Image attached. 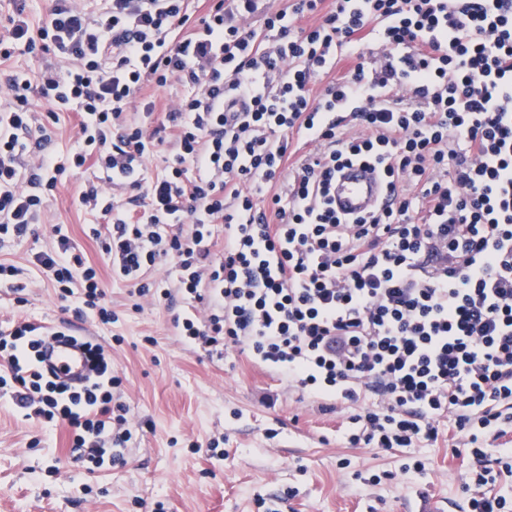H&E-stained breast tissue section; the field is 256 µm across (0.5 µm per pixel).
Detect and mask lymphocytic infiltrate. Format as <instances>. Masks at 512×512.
<instances>
[{"label": "lymphocytic infiltrate", "mask_w": 512, "mask_h": 512, "mask_svg": "<svg viewBox=\"0 0 512 512\" xmlns=\"http://www.w3.org/2000/svg\"><path fill=\"white\" fill-rule=\"evenodd\" d=\"M53 0L32 27L17 5L0 34L52 53L37 79L0 86V238L24 241L67 166L99 176L79 196L113 277L150 293L161 259L203 313L176 320L189 345L237 349L309 397L363 406L348 439L376 448L437 440L452 420L465 448L512 432V0ZM368 32L375 68L313 92ZM188 90L154 128L129 121L146 86ZM47 101L46 117L31 107ZM77 108L69 163L30 151ZM168 147L164 174L143 176ZM352 161L375 164L389 199L354 219L331 185ZM136 189L124 209L103 186ZM222 251H215L216 235ZM33 265L108 322L96 268L69 237ZM42 331L0 333V389L16 411L72 429L71 450L120 463L131 438L112 389V352L88 343L92 376L75 388L38 365Z\"/></svg>", "instance_id": "f902f5d3"}]
</instances>
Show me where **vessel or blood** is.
<instances>
[{"mask_svg": "<svg viewBox=\"0 0 512 512\" xmlns=\"http://www.w3.org/2000/svg\"><path fill=\"white\" fill-rule=\"evenodd\" d=\"M387 196L384 183L373 167L354 162L336 174L334 199L337 212L346 216L364 214L379 205ZM43 366L56 371L73 384L86 381L89 361L80 344L65 338L48 337Z\"/></svg>", "mask_w": 512, "mask_h": 512, "instance_id": "1", "label": "vessel or blood"}]
</instances>
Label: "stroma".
Instances as JSON below:
<instances>
[{
    "label": "stroma",
    "mask_w": 512,
    "mask_h": 512,
    "mask_svg": "<svg viewBox=\"0 0 512 512\" xmlns=\"http://www.w3.org/2000/svg\"><path fill=\"white\" fill-rule=\"evenodd\" d=\"M94 180L88 166L66 171L46 223L0 242V262L28 271L24 291L0 285V331L52 323L110 347L132 437L123 463L88 470L67 425L25 419L0 391V512H469L464 483L480 465L451 422L412 448L353 445L358 405L323 410L246 354L187 346L174 328L186 303L149 304L113 279L90 234L99 217L78 203ZM56 225L97 269L115 322L76 315L30 269Z\"/></svg>",
    "instance_id": "1"
}]
</instances>
